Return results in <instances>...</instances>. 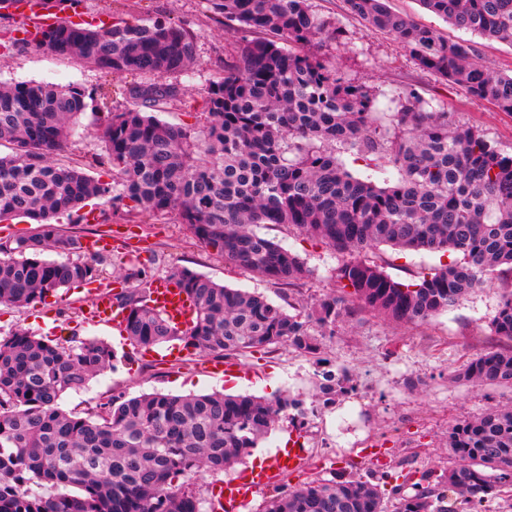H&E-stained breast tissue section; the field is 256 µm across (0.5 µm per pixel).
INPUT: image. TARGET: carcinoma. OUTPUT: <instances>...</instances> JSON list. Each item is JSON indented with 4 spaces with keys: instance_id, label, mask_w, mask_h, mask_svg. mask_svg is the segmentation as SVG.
Listing matches in <instances>:
<instances>
[{
    "instance_id": "1",
    "label": "carcinoma",
    "mask_w": 512,
    "mask_h": 512,
    "mask_svg": "<svg viewBox=\"0 0 512 512\" xmlns=\"http://www.w3.org/2000/svg\"><path fill=\"white\" fill-rule=\"evenodd\" d=\"M233 45L224 74L205 100L197 131L160 118L180 94L177 83L126 88L132 106L110 113L94 165L107 182L77 165L51 161L76 119L98 109L97 91L44 82L0 83V222L27 218L34 233L0 242V305L38 306L60 289L101 280L107 257L81 255L82 243L53 220L76 216L91 198L119 209L165 213L232 266L280 285L310 275L304 260L260 233L293 227L339 254L336 294L290 313L258 292L218 285L187 268L172 270L196 305L192 325L174 327L151 304L154 279L132 266L135 288L113 295L125 334L150 349L172 341L197 353L229 355L287 345L318 354L321 336L362 310L423 323L469 294L512 280V155L482 130L431 108L416 92L402 96L389 127L376 123L373 91L350 82L311 47L326 30L310 0H206ZM451 25L512 45V0H421ZM348 10L391 36L419 68L512 114V75L472 61L469 43L388 9L385 0H346ZM82 13V0H0V11ZM31 46L77 58L115 75L182 76L197 44L184 23L121 21L74 25L68 17L32 42L16 30L0 49ZM397 172L378 185L354 176L342 160ZM456 258L409 281L391 278L380 246ZM54 251L61 259H47ZM512 340V294L490 322ZM112 346L71 337L53 342L26 330L0 340V512H202L190 486L201 470L222 472L249 455L283 419L302 429L315 412L280 394L272 399L213 392L115 397L98 415L65 411L62 395L80 391L115 365ZM474 385H512V349L490 350L450 375ZM348 380L323 373V405L348 391ZM453 465L413 493L367 477L315 479L277 487L257 512H478L512 489V410L491 407L448 428ZM75 489L71 493L68 488Z\"/></svg>"
}]
</instances>
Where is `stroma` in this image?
Here are the masks:
<instances>
[{"instance_id": "stroma-1", "label": "stroma", "mask_w": 512, "mask_h": 512, "mask_svg": "<svg viewBox=\"0 0 512 512\" xmlns=\"http://www.w3.org/2000/svg\"><path fill=\"white\" fill-rule=\"evenodd\" d=\"M310 3L313 11L340 33L338 39L324 42L321 54L343 78L374 91L380 124H388L398 93L413 89L435 108L451 113L455 120L482 129L502 152L512 154V115L420 69L400 43L352 16L344 0ZM388 5L450 39L468 41L477 61L490 72L512 74L511 45L455 28L425 9L420 0H388ZM83 9L117 21L163 17L187 24L196 39L197 62L180 77L182 94L164 118L172 123L205 124L204 92L213 77L223 71L231 48L230 36L213 20L206 0H84ZM25 81L110 91L114 94L113 106L121 109L129 101L115 89L135 83L136 78H120L79 60L61 59L31 48L0 53V82ZM106 120V113L85 112L62 160L92 163L103 151L98 131ZM89 206L99 216V223L85 224L64 217L60 224L82 242H109L111 264L102 285L59 290L48 297L46 304L35 308H0L1 337L18 328L51 340L98 337L118 352L120 359L115 368L98 375L88 389L63 395V409L89 412L118 395L131 398L153 392L188 395L213 391L266 397L285 391L318 408L304 431L280 423L245 464L218 475L197 473L193 482L203 502H210L213 484L243 476L258 463L272 470L271 484L275 487H293L317 476L364 472L373 452L382 461V471L392 476L400 471L416 479L425 472L440 474L451 462L447 440L453 421L479 415L491 406L512 408V387L474 386L450 377L451 372L485 351L512 348V340L495 335L490 327L502 297L512 292L511 282L499 281L480 289L422 324L399 323L362 312L356 319L340 324L335 335L324 337L316 357L285 345L272 352L252 349L222 357L189 353L173 357L163 346L146 355L122 337L112 323H96L87 316L94 299L115 287L129 263L146 264L155 279L185 266L216 283L262 293L278 304L298 306L334 293L332 270L338 256L324 244L307 240L296 229L266 228L268 237L298 253L311 271L307 279L290 288L238 270L213 254L192 237L177 211L142 213L129 221L115 213L109 198L91 200ZM379 252L386 261V272L401 281L439 262L438 255L432 253L387 246L380 247ZM214 363L222 365L223 374L210 373ZM328 370L348 373L352 388L335 404L326 406L319 384L322 372ZM296 436L302 448L322 458L321 470H312L305 463L291 472L275 469L284 440Z\"/></svg>"}]
</instances>
